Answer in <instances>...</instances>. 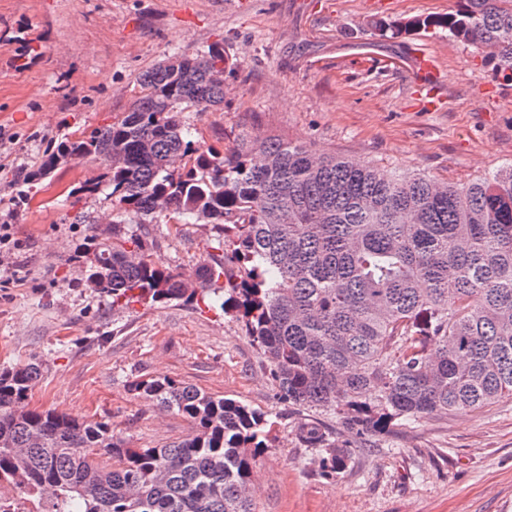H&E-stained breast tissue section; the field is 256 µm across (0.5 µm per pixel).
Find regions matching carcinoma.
Segmentation results:
<instances>
[{
	"mask_svg": "<svg viewBox=\"0 0 512 512\" xmlns=\"http://www.w3.org/2000/svg\"><path fill=\"white\" fill-rule=\"evenodd\" d=\"M445 14L376 20L381 36L433 28L492 49L512 81V0H458ZM142 79L124 116L46 152L27 182L67 159H98L112 197V237L81 249L85 286L112 305L191 304L234 311L271 367L280 396L334 411L359 434L512 399V164L466 185L415 171L318 156L271 137L242 134L222 153L191 138L184 112L224 103L210 70L224 48L178 53ZM157 219L175 234L209 224L236 269L202 262L183 272L153 257ZM224 286H219V281ZM42 365L0 372V512H252L246 491L268 449L266 415L169 378L131 390L185 418L193 433L161 448H126L112 425L28 408ZM299 435L346 464L316 426Z\"/></svg>",
	"mask_w": 512,
	"mask_h": 512,
	"instance_id": "carcinoma-1",
	"label": "carcinoma"
}]
</instances>
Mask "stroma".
Returning a JSON list of instances; mask_svg holds the SVG:
<instances>
[{
  "mask_svg": "<svg viewBox=\"0 0 512 512\" xmlns=\"http://www.w3.org/2000/svg\"><path fill=\"white\" fill-rule=\"evenodd\" d=\"M457 0H0V223L21 241L17 284L0 288V370L40 362L30 408L106 421L129 448L191 434L183 417L135 396L134 381L172 378L267 414L272 449L252 482L256 512H512V399L476 412L393 422L376 435L345 429L333 412L280 398L270 366L234 313L198 302L113 305L84 283L72 255L88 229L110 226L103 172L70 161L19 203L21 171L71 133L116 121L143 75L177 51L222 44L224 103L185 120L217 149L240 134L271 135L325 155L467 183L512 163V81L486 47L446 33L385 38L371 20L445 13ZM439 63L431 88L414 54ZM433 95L438 107L422 106ZM87 216L84 224L75 215ZM163 265L194 272L210 229L148 227ZM313 423L346 455L324 473L297 428Z\"/></svg>",
  "mask_w": 512,
  "mask_h": 512,
  "instance_id": "35a3bbf8",
  "label": "stroma"
}]
</instances>
